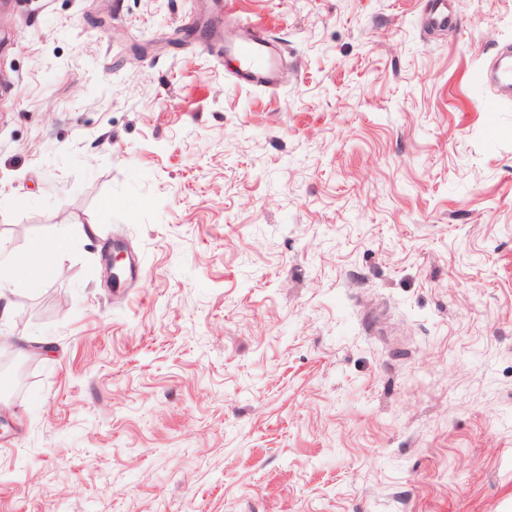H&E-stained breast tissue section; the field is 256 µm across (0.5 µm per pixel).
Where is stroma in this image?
<instances>
[{"label": "stroma", "mask_w": 512, "mask_h": 512, "mask_svg": "<svg viewBox=\"0 0 512 512\" xmlns=\"http://www.w3.org/2000/svg\"><path fill=\"white\" fill-rule=\"evenodd\" d=\"M233 8L0 19V256L51 270L0 318V512H512V0ZM242 17L279 86L230 80ZM453 15L447 0H431L428 11L427 29L435 32L447 28L453 22Z\"/></svg>", "instance_id": "stroma-1"}]
</instances>
